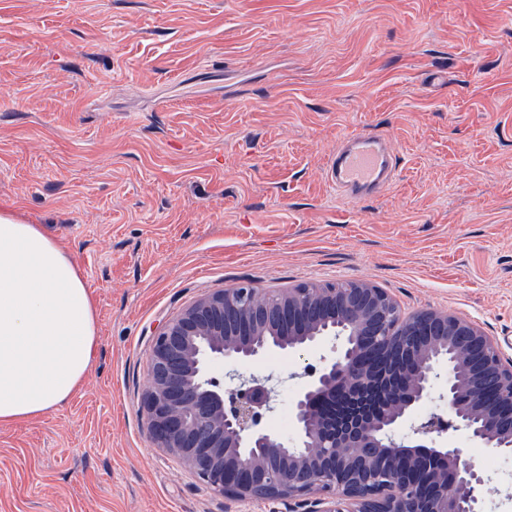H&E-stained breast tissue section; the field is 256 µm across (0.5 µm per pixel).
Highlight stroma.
Returning <instances> with one entry per match:
<instances>
[{
	"mask_svg": "<svg viewBox=\"0 0 512 512\" xmlns=\"http://www.w3.org/2000/svg\"><path fill=\"white\" fill-rule=\"evenodd\" d=\"M359 133L397 165L347 200ZM2 201L71 252L99 340L67 404L0 427V512H268L150 440L152 336L239 283L365 280L512 358V0H0ZM331 346L246 372L288 402ZM455 441L512 512V455ZM394 159L383 138L360 133L344 140L327 165L329 184L342 197H364L391 181Z\"/></svg>",
	"mask_w": 512,
	"mask_h": 512,
	"instance_id": "35a3bbf8",
	"label": "stroma"
}]
</instances>
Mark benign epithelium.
Segmentation results:
<instances>
[{"label": "benign epithelium", "mask_w": 512, "mask_h": 512, "mask_svg": "<svg viewBox=\"0 0 512 512\" xmlns=\"http://www.w3.org/2000/svg\"><path fill=\"white\" fill-rule=\"evenodd\" d=\"M340 340L304 370L293 433L266 425V379L227 377L270 352ZM144 410L156 447L230 502L283 512H481L484 478L447 444L462 432L512 453V359L475 322L401 310L369 283L240 284L205 295L153 336ZM443 408H417L435 389ZM428 466L429 492L417 471Z\"/></svg>", "instance_id": "7a95c632"}]
</instances>
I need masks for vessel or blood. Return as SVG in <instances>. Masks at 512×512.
I'll use <instances>...</instances> for the list:
<instances>
[{
    "label": "vessel or blood",
    "mask_w": 512,
    "mask_h": 512,
    "mask_svg": "<svg viewBox=\"0 0 512 512\" xmlns=\"http://www.w3.org/2000/svg\"><path fill=\"white\" fill-rule=\"evenodd\" d=\"M394 159L383 138L360 133L344 140L327 165L326 177L338 195L374 194L391 181Z\"/></svg>",
    "instance_id": "vessel-or-blood-1"
}]
</instances>
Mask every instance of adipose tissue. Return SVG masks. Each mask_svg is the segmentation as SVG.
I'll return each instance as SVG.
<instances>
[{
  "label": "adipose tissue",
  "mask_w": 512,
  "mask_h": 512,
  "mask_svg": "<svg viewBox=\"0 0 512 512\" xmlns=\"http://www.w3.org/2000/svg\"><path fill=\"white\" fill-rule=\"evenodd\" d=\"M97 341V302L71 253L0 206V426L67 403Z\"/></svg>",
  "instance_id": "1"
}]
</instances>
